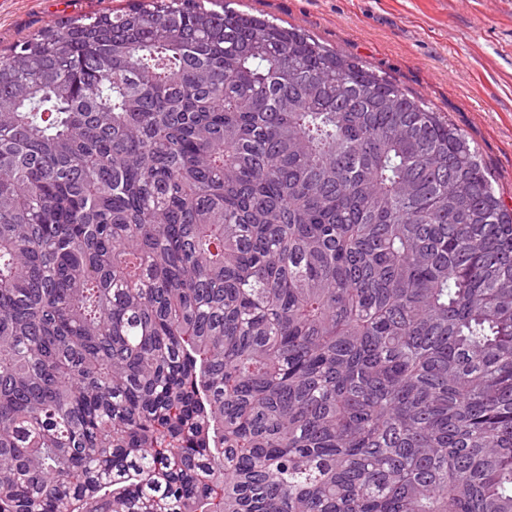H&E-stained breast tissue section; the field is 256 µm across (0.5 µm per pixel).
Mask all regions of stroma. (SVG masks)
<instances>
[{"mask_svg":"<svg viewBox=\"0 0 512 512\" xmlns=\"http://www.w3.org/2000/svg\"><path fill=\"white\" fill-rule=\"evenodd\" d=\"M128 0H0V51ZM395 79L462 130L512 204V0H233Z\"/></svg>","mask_w":512,"mask_h":512,"instance_id":"obj_1","label":"stroma"}]
</instances>
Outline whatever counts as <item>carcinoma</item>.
I'll use <instances>...</instances> for the list:
<instances>
[{
	"instance_id": "obj_1",
	"label": "carcinoma",
	"mask_w": 512,
	"mask_h": 512,
	"mask_svg": "<svg viewBox=\"0 0 512 512\" xmlns=\"http://www.w3.org/2000/svg\"><path fill=\"white\" fill-rule=\"evenodd\" d=\"M213 2L0 56V512H512V207L422 98Z\"/></svg>"
}]
</instances>
